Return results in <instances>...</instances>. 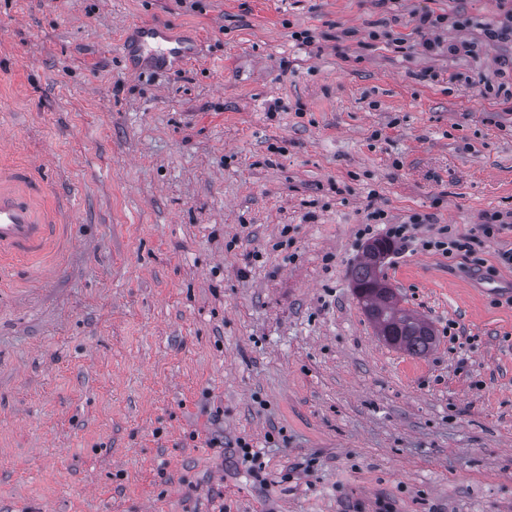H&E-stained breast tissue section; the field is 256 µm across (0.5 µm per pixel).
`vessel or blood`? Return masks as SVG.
I'll return each instance as SVG.
<instances>
[{
	"label": "vessel or blood",
	"mask_w": 512,
	"mask_h": 512,
	"mask_svg": "<svg viewBox=\"0 0 512 512\" xmlns=\"http://www.w3.org/2000/svg\"><path fill=\"white\" fill-rule=\"evenodd\" d=\"M162 56L175 69L194 56L192 44L152 26L132 31L124 40L123 53L135 60L144 52ZM44 244V225L22 198L12 173L0 170V257L21 251H33Z\"/></svg>",
	"instance_id": "obj_1"
}]
</instances>
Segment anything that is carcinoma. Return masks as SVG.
<instances>
[{
    "label": "carcinoma",
    "mask_w": 512,
    "mask_h": 512,
    "mask_svg": "<svg viewBox=\"0 0 512 512\" xmlns=\"http://www.w3.org/2000/svg\"><path fill=\"white\" fill-rule=\"evenodd\" d=\"M387 246L376 240L351 270V280L367 318L387 344L411 355L428 353L435 342L431 325L400 305L397 293L381 275Z\"/></svg>",
    "instance_id": "cac0c4a2"
}]
</instances>
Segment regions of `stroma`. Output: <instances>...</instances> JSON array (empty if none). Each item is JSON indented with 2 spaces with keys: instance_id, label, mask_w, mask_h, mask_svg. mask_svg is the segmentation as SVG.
<instances>
[{
  "instance_id": "35a3bbf8",
  "label": "stroma",
  "mask_w": 512,
  "mask_h": 512,
  "mask_svg": "<svg viewBox=\"0 0 512 512\" xmlns=\"http://www.w3.org/2000/svg\"><path fill=\"white\" fill-rule=\"evenodd\" d=\"M506 8L0 0V167L62 212L0 261V512H512V229L478 230L512 226ZM142 25L197 57L128 66ZM416 214L383 273L422 357L350 279L365 225ZM445 225L469 259L421 248ZM483 36L488 41L512 42V7L506 11L503 18L496 24L484 26Z\"/></svg>"
}]
</instances>
